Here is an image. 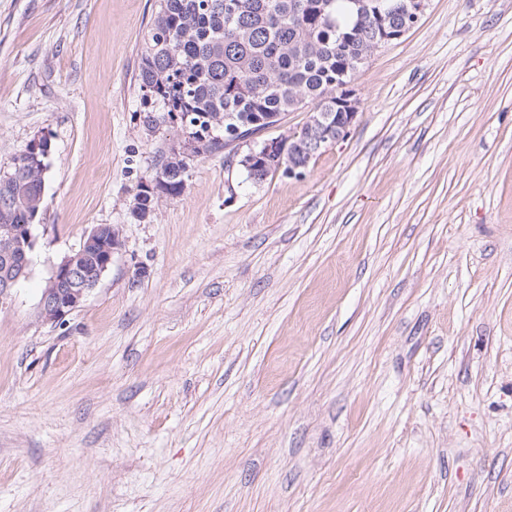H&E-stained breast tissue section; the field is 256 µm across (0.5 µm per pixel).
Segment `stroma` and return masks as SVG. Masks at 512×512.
<instances>
[{"label":"stroma","mask_w":512,"mask_h":512,"mask_svg":"<svg viewBox=\"0 0 512 512\" xmlns=\"http://www.w3.org/2000/svg\"><path fill=\"white\" fill-rule=\"evenodd\" d=\"M159 0H0V168L50 142L0 297V512H512V0H428L346 138L260 184L223 154L144 221L179 125ZM122 245L38 307L94 225ZM120 246L119 230L112 224L94 225L84 236L80 250L54 266L40 303L43 322L58 324L83 304L112 264Z\"/></svg>","instance_id":"obj_1"}]
</instances>
